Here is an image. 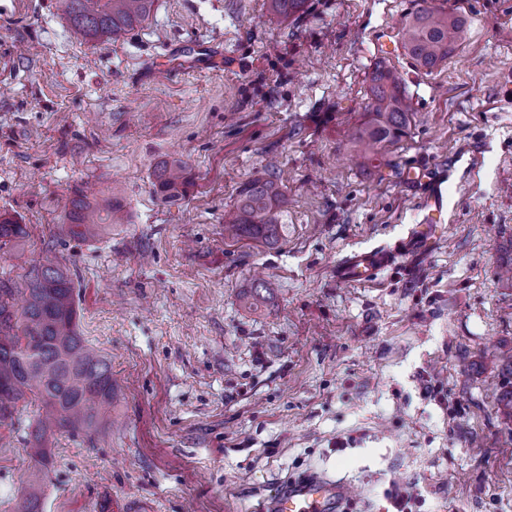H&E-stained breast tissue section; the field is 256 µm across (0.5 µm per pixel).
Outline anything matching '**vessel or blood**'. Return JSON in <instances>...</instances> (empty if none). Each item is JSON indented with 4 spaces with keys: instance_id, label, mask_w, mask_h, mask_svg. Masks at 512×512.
<instances>
[{
    "instance_id": "b4317fda",
    "label": "vessel or blood",
    "mask_w": 512,
    "mask_h": 512,
    "mask_svg": "<svg viewBox=\"0 0 512 512\" xmlns=\"http://www.w3.org/2000/svg\"><path fill=\"white\" fill-rule=\"evenodd\" d=\"M440 181L437 174L421 180L423 202L434 214L443 208ZM428 239L429 230L423 227L409 233L396 248L349 253L337 264L336 279L349 285L371 282L382 270L395 265L400 253L424 246ZM350 497L344 481L323 475H307L290 481L261 512H342Z\"/></svg>"
}]
</instances>
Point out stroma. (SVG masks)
<instances>
[{
	"label": "stroma",
	"instance_id": "35a3bbf8",
	"mask_svg": "<svg viewBox=\"0 0 512 512\" xmlns=\"http://www.w3.org/2000/svg\"><path fill=\"white\" fill-rule=\"evenodd\" d=\"M430 5L463 14L447 62L398 41ZM0 212L30 227L0 253L19 279L46 247L72 273L79 330L112 362L109 424L50 439L43 512H252L293 478L353 489L351 512H512V0H156L115 43L74 34L57 0H0ZM397 71L414 117L360 157L372 71ZM187 166L161 200L154 171ZM278 161L279 243L224 236L239 188ZM445 173L428 249L368 285L336 280L352 251L420 226L410 168ZM77 189L116 196L126 221L55 238ZM258 309L239 297L255 278ZM36 406L0 427V512L33 466ZM308 0H269L271 13L289 20H298L306 10Z\"/></svg>",
	"mask_w": 512,
	"mask_h": 512
}]
</instances>
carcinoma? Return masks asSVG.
<instances>
[{
	"label": "carcinoma",
	"instance_id": "cac0c4a2",
	"mask_svg": "<svg viewBox=\"0 0 512 512\" xmlns=\"http://www.w3.org/2000/svg\"><path fill=\"white\" fill-rule=\"evenodd\" d=\"M156 0H60L75 33L92 42H115L142 26ZM307 0H269L271 13L297 20ZM464 33L462 17L441 7L421 8L401 23L400 42L415 65L432 69L454 51ZM367 120L356 126L352 142L365 150L397 143L413 115L404 82L392 69L372 73ZM180 160L163 163L156 172V191L165 199L180 195L186 183ZM286 204L280 174L271 169L244 184L235 205L224 212V237L273 246L283 232L280 216ZM123 208L109 198L91 200L80 191L66 199L61 238H100L112 225L124 223ZM29 235L28 227L8 212L0 214V250ZM74 282L55 250H46L28 270L23 286L0 277V425L13 423L19 404L35 399L40 414L27 441L34 461L29 491L19 512H42V487L49 473L48 436L62 429L91 434L104 424L112 406V365L88 344L78 327Z\"/></svg>",
	"mask_w": 512,
	"mask_h": 512
}]
</instances>
